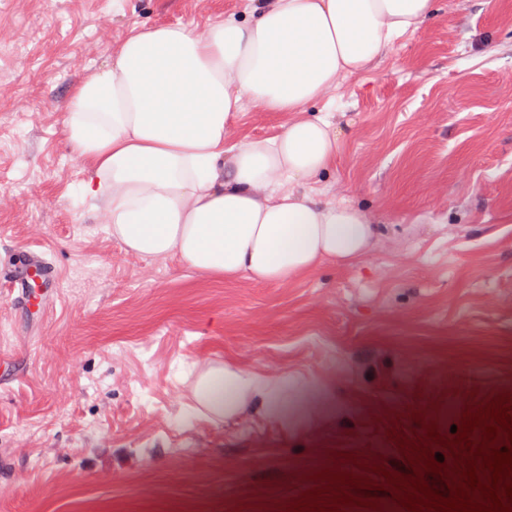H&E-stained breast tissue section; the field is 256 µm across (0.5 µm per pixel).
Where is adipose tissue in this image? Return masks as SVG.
<instances>
[{"instance_id":"adipose-tissue-1","label":"adipose tissue","mask_w":512,"mask_h":512,"mask_svg":"<svg viewBox=\"0 0 512 512\" xmlns=\"http://www.w3.org/2000/svg\"><path fill=\"white\" fill-rule=\"evenodd\" d=\"M434 10L435 0H272L202 33L180 22L133 29L64 105L63 132L87 174L84 202L127 253L175 256L215 280L279 284L325 262L354 263L376 233L367 214L281 189L335 159L326 121L239 142L229 169L224 144L244 100L300 111ZM321 393L314 379L233 363L205 368L193 387L213 419L249 413L286 429Z\"/></svg>"}]
</instances>
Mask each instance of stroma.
I'll use <instances>...</instances> for the list:
<instances>
[{
	"label": "stroma",
	"instance_id": "1",
	"mask_svg": "<svg viewBox=\"0 0 512 512\" xmlns=\"http://www.w3.org/2000/svg\"><path fill=\"white\" fill-rule=\"evenodd\" d=\"M248 0H0V512H276L312 477L409 465L389 440L449 434L512 392V0H436L416 31L299 112L245 102L232 142L320 117L338 142L285 190L367 213L352 265L216 281L124 251L74 195L65 100L134 27L196 32ZM232 362L317 379L283 429L195 408ZM438 410H431V403Z\"/></svg>",
	"mask_w": 512,
	"mask_h": 512
}]
</instances>
